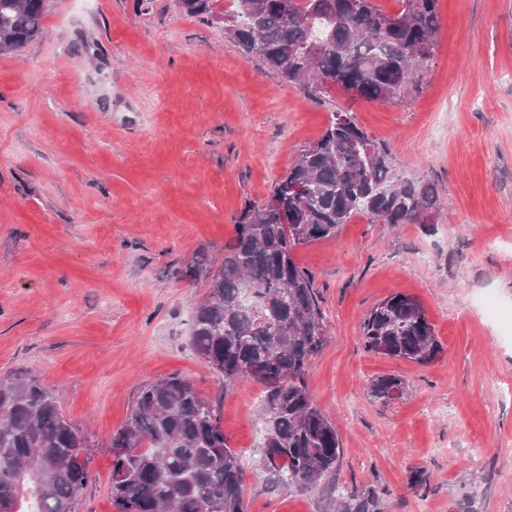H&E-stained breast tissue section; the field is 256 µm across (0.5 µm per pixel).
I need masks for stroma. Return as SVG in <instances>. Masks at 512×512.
<instances>
[{"mask_svg": "<svg viewBox=\"0 0 512 512\" xmlns=\"http://www.w3.org/2000/svg\"><path fill=\"white\" fill-rule=\"evenodd\" d=\"M435 49L404 99L308 97L173 0H49L43 30L0 53V375L36 373L91 438L77 512H117L109 439L142 386L173 374L217 407L246 468L247 512H512V0H438ZM334 112L395 175L432 181V229L358 215L299 247L328 335L307 376L336 425V474L273 487L259 464L262 386L225 385L189 343L203 281L246 204L264 203ZM419 300L429 364L366 351V312ZM403 380L402 398L371 394ZM426 490L410 486L413 470ZM338 512H385L381 507V499L373 492L352 491L340 496Z\"/></svg>", "mask_w": 512, "mask_h": 512, "instance_id": "obj_1", "label": "stroma"}]
</instances>
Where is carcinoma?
Masks as SVG:
<instances>
[{
    "label": "carcinoma",
    "mask_w": 512,
    "mask_h": 512,
    "mask_svg": "<svg viewBox=\"0 0 512 512\" xmlns=\"http://www.w3.org/2000/svg\"><path fill=\"white\" fill-rule=\"evenodd\" d=\"M49 0H0V51L37 37ZM188 15L236 19L228 38L283 81L310 96L338 88L353 99L401 100L414 70L434 50L438 0H399L395 14L374 0H174ZM440 199L429 180L394 175L384 154L346 112L298 154L262 204L249 203L224 245L220 272L191 263L205 280L190 345L224 377L266 388L260 414L262 461L274 483L304 488L336 472L342 444L306 381L326 342L313 280L295 258L302 245L336 236L357 214L377 224H419ZM373 354L428 364L441 352L421 303L393 293L361 326ZM396 376L371 393L388 399ZM87 433L63 414L32 373L0 376V506L11 512H76L92 480ZM112 501L118 512H246L244 470L214 406L176 374L143 386L126 423L110 438ZM338 512H384L373 492L340 497Z\"/></svg>",
    "instance_id": "obj_1"
}]
</instances>
